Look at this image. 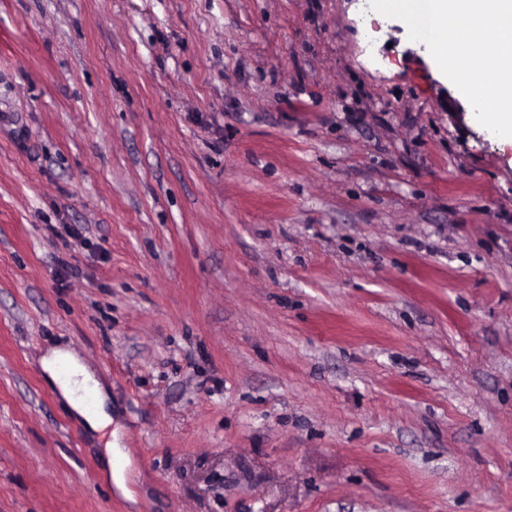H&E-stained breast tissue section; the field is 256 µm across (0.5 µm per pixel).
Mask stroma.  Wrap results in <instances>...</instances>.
<instances>
[{
  "instance_id": "35a3bbf8",
  "label": "stroma",
  "mask_w": 512,
  "mask_h": 512,
  "mask_svg": "<svg viewBox=\"0 0 512 512\" xmlns=\"http://www.w3.org/2000/svg\"><path fill=\"white\" fill-rule=\"evenodd\" d=\"M363 5L0 0V512H512V145ZM61 365L69 368V376L65 377L60 373ZM41 367L48 386L88 430L97 432L102 425L112 423V415L108 411V396L104 388L93 373L69 351L62 348L49 350L41 359ZM85 388L94 393L95 401L92 406H87L77 394L79 389ZM109 478L117 492L130 501H134L135 495L128 487L125 470L128 465L127 454L121 448H106Z\"/></svg>"
}]
</instances>
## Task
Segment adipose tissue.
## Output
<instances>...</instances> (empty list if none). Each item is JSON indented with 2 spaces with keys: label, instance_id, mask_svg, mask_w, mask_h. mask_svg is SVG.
<instances>
[{
  "label": "adipose tissue",
  "instance_id": "adipose-tissue-1",
  "mask_svg": "<svg viewBox=\"0 0 512 512\" xmlns=\"http://www.w3.org/2000/svg\"><path fill=\"white\" fill-rule=\"evenodd\" d=\"M41 367L48 386L88 430L98 431L102 425L111 422L108 396L104 388L93 373L69 351L62 348L49 350L41 359ZM85 388L94 394L93 405H86L78 395L79 390Z\"/></svg>",
  "mask_w": 512,
  "mask_h": 512
}]
</instances>
